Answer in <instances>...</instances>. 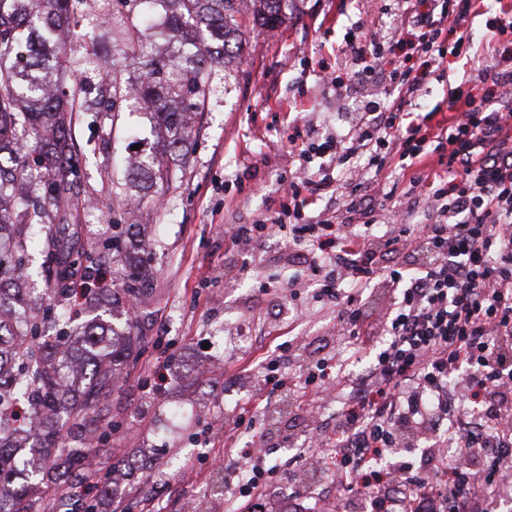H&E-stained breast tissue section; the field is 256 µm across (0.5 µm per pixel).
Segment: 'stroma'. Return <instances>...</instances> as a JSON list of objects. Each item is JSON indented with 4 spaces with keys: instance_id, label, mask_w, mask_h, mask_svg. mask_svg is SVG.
I'll return each mask as SVG.
<instances>
[{
    "instance_id": "stroma-1",
    "label": "stroma",
    "mask_w": 512,
    "mask_h": 512,
    "mask_svg": "<svg viewBox=\"0 0 512 512\" xmlns=\"http://www.w3.org/2000/svg\"><path fill=\"white\" fill-rule=\"evenodd\" d=\"M498 8V0H485L483 14L464 24L478 61L448 56L446 71L428 77L411 111L433 110L438 121L450 119L451 89L474 79L477 65L497 62L486 18ZM411 21L407 0H294L286 24L252 32L240 59L216 76L208 110L194 121L180 188L162 201H145L134 217L140 240L153 251L152 291L137 329L146 344L136 366L117 376L103 412L114 430L91 460L95 469L116 468L112 512H227L235 494L225 466L215 460L224 453L226 426L242 417L255 426L240 433L238 446L270 448L261 467H280L266 488L268 498L287 503V512H348L343 482L299 485L288 467L290 440L330 430L348 384H338L334 402L316 407L315 417L306 413L310 399L301 398L295 420L273 422L268 413L284 398L268 395L262 382L267 374L300 372L274 363L278 345L290 338L282 315L289 308L302 313L297 332L308 363L327 357L328 342L350 355L337 334L336 309L317 300V275L308 272L289 284L286 240L267 238L240 253L225 229L287 207L279 184L297 168L288 155L289 137L321 143L348 131L361 101L388 102L392 88L384 75L409 55L396 34L409 30ZM371 39L381 48L378 74L349 48ZM325 70L340 76L341 90L321 81ZM86 173L94 207L85 232L91 235L112 215L101 152H88ZM236 320L247 326L248 346L224 343L225 324ZM202 363L211 373L191 376Z\"/></svg>"
}]
</instances>
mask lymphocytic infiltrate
Instances as JSON below:
<instances>
[{
  "label": "lymphocytic infiltrate",
  "instance_id": "f902f5d3",
  "mask_svg": "<svg viewBox=\"0 0 512 512\" xmlns=\"http://www.w3.org/2000/svg\"><path fill=\"white\" fill-rule=\"evenodd\" d=\"M437 0H417L416 49L427 72L443 67L439 41L447 12ZM389 79L397 95L388 104H364L352 133L324 142L334 169L311 170L308 150L292 149L298 175L288 184V208L228 230L233 246L246 247L277 234L298 246L305 267L322 272L320 299L334 304L342 335L353 338L366 365L352 377L336 413V431L353 435L378 458L365 469L346 455L336 459L345 485L369 503L368 512H456V500L484 493L481 512L512 498V476L501 467V434L512 436V50L478 73L493 92L471 89L448 96L453 117L428 133L427 116L406 111L424 82L408 69ZM448 146L438 169L414 174L413 192L431 195L437 212L420 224L392 221L371 238L359 232L375 221L377 190L370 172L391 159L423 162L429 142ZM334 188L333 215L307 220L318 191ZM392 288L383 319H375L363 296L378 277ZM465 380L462 405L448 399V382ZM457 422L471 454L440 458L436 484L419 482L408 464L393 462L395 449L414 447L422 435ZM244 480L240 497L259 496L276 468L251 463L249 451L233 447Z\"/></svg>",
  "mask_w": 512,
  "mask_h": 512
}]
</instances>
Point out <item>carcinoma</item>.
<instances>
[{
  "label": "carcinoma",
  "mask_w": 512,
  "mask_h": 512,
  "mask_svg": "<svg viewBox=\"0 0 512 512\" xmlns=\"http://www.w3.org/2000/svg\"><path fill=\"white\" fill-rule=\"evenodd\" d=\"M0 0V512H94L112 490L113 470L90 481L89 458L112 424L85 428L130 366L138 303L149 281L139 271L128 211L112 210L105 238L83 231L88 208L77 123L106 129L102 150L112 197L158 199L181 181L174 158L187 152L191 115L205 111L217 72L255 28L288 21L292 0ZM112 29V73L96 69L92 42L69 33ZM167 36L164 48L155 36ZM84 74L68 82L70 74ZM145 105L157 141L125 164L133 100ZM99 314L75 324L77 296ZM66 476L62 494L49 477Z\"/></svg>",
  "instance_id": "carcinoma-1"
}]
</instances>
